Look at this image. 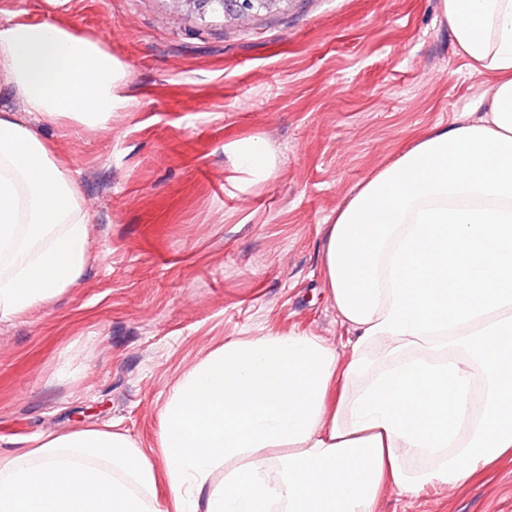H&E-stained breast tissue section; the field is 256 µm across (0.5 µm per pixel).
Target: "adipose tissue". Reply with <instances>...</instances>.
<instances>
[{
    "mask_svg": "<svg viewBox=\"0 0 512 512\" xmlns=\"http://www.w3.org/2000/svg\"><path fill=\"white\" fill-rule=\"evenodd\" d=\"M440 13L492 81L481 116L435 126L327 226L348 354L317 336L227 341L165 403L166 500L127 435L85 428L0 459V512H268L273 498L281 512H377L389 485L462 484L512 457V0H440ZM124 79L75 26L0 24V81L37 121L105 127ZM90 235L70 169L0 110V321L76 284ZM421 453L436 464L407 469Z\"/></svg>",
    "mask_w": 512,
    "mask_h": 512,
    "instance_id": "ef3b65f1",
    "label": "adipose tissue"
}]
</instances>
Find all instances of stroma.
<instances>
[{
  "label": "stroma",
  "mask_w": 512,
  "mask_h": 512,
  "mask_svg": "<svg viewBox=\"0 0 512 512\" xmlns=\"http://www.w3.org/2000/svg\"><path fill=\"white\" fill-rule=\"evenodd\" d=\"M75 25L126 70L106 129L35 124L91 223L81 279L0 322V455L114 426L161 464L163 407L211 350L268 334L346 341L326 224L382 165L473 111L488 85L439 0H283L238 20L181 0H0V20ZM262 140L267 177L236 149ZM378 512H512V459Z\"/></svg>",
  "instance_id": "35a3bbf8"
}]
</instances>
